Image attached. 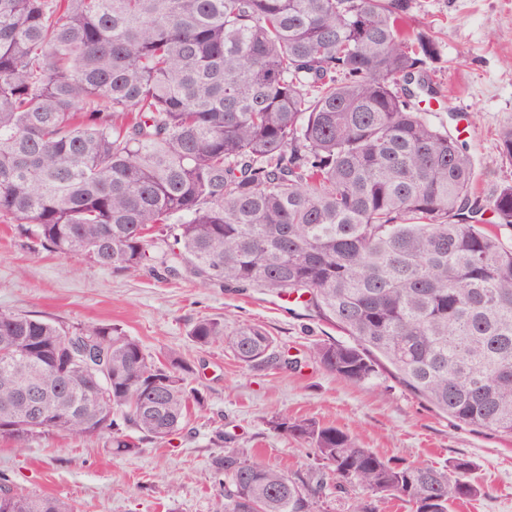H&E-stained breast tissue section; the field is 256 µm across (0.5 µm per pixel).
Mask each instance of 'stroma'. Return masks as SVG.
Here are the masks:
<instances>
[{
  "label": "stroma",
  "instance_id": "obj_1",
  "mask_svg": "<svg viewBox=\"0 0 512 512\" xmlns=\"http://www.w3.org/2000/svg\"><path fill=\"white\" fill-rule=\"evenodd\" d=\"M409 14L432 27L440 51L428 72L437 95H420L419 108L474 154L477 187L489 198L512 183V163L501 159L497 140L499 129L512 124V0H411ZM1 311L67 327L111 324L152 356L180 352L205 397L184 431L163 444H143L135 455L53 432L21 443L0 437V485L15 491L63 499L77 512H215L224 498L212 465L220 452L217 434L259 463L322 473L309 449L269 427L272 415L287 413L336 426L387 458L437 466L467 459L486 493L454 504L452 512H512V439L457 425L387 369L361 384L337 378L310 350L342 340V333L295 298L206 284L185 269L174 276L155 261L116 274L46 251L16 225L0 222ZM202 317L231 328L262 326L295 366L252 370L227 346L195 345L189 331Z\"/></svg>",
  "mask_w": 512,
  "mask_h": 512
}]
</instances>
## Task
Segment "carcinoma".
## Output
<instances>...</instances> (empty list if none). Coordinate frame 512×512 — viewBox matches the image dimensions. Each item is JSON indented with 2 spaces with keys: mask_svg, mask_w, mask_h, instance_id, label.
Wrapping results in <instances>:
<instances>
[{
  "mask_svg": "<svg viewBox=\"0 0 512 512\" xmlns=\"http://www.w3.org/2000/svg\"><path fill=\"white\" fill-rule=\"evenodd\" d=\"M410 0H0V219L114 273L152 260L205 282L296 296L347 342L313 347L353 384L384 364L460 425L512 438V184L478 195L475 161L416 110L438 59ZM512 163V124L498 132ZM490 208L491 224L477 216ZM199 346L252 369L292 361L262 326L203 317ZM0 436L46 432L136 454L203 407L182 356L121 329L0 312ZM343 493L449 512L484 494L471 463L386 459L286 413ZM218 512H323L327 484L238 448ZM75 512L0 486L1 505Z\"/></svg>",
  "mask_w": 512,
  "mask_h": 512,
  "instance_id": "obj_1",
  "label": "carcinoma"
}]
</instances>
